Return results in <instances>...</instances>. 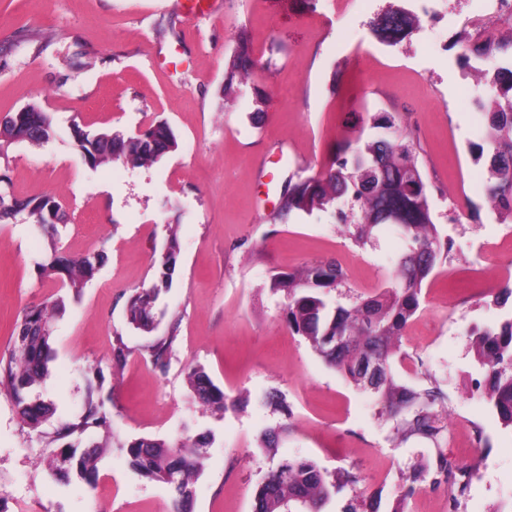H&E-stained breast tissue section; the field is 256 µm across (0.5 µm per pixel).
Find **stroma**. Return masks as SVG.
I'll return each mask as SVG.
<instances>
[{"label": "stroma", "instance_id": "35a3bbf8", "mask_svg": "<svg viewBox=\"0 0 512 512\" xmlns=\"http://www.w3.org/2000/svg\"><path fill=\"white\" fill-rule=\"evenodd\" d=\"M478 0H434L432 42L410 37L391 45L369 22L379 0H362L340 18L334 0H208L188 12L184 0H0V117L37 102L53 120L45 142L0 150V175L23 197L54 196L68 215L52 233L27 216L0 224V354L13 346L24 308L52 295L65 309L54 324V361L36 389L67 418L79 413L87 379L103 376L111 415L94 485L53 478L46 461L57 443L23 425L0 390V512H168L167 486L131 470L127 441L176 442L207 434L205 467L193 512H250L267 470L285 455L315 459L340 485L326 512L364 501L391 512L411 465L426 464V445L393 447L382 407L326 367L288 329L271 296V274L335 261L345 290L366 297L385 285L402 251L393 232L357 248L336 230L331 212L274 224L281 185L309 176L332 156L342 135L361 130V115L392 112L408 119L420 141L437 222L452 238L440 274L404 331L412 361L400 377L411 385L435 377L448 410L468 420L467 444L449 449L456 463L477 465L479 479L457 512H512V430L480 398V376L468 331L496 320L489 293L512 273V224L498 223L476 190L481 168L469 151L483 118L462 65L464 18ZM247 28L260 60L242 96L224 101L225 63L233 36ZM267 100L255 122V96ZM164 120L178 148L148 166L98 168L78 154L79 124L133 133ZM180 251L170 287L157 302L153 334L125 318L134 290L156 281L169 234ZM69 257L104 252L106 261L80 296L38 275L50 251ZM178 323L166 371L146 352L153 337ZM124 342L123 368L112 365ZM200 366L225 393L246 401L214 411L189 390ZM278 390L291 416L264 405ZM289 421L277 448L259 445L262 430Z\"/></svg>", "mask_w": 512, "mask_h": 512}]
</instances>
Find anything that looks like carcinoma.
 Listing matches in <instances>:
<instances>
[{
	"instance_id": "carcinoma-1",
	"label": "carcinoma",
	"mask_w": 512,
	"mask_h": 512,
	"mask_svg": "<svg viewBox=\"0 0 512 512\" xmlns=\"http://www.w3.org/2000/svg\"><path fill=\"white\" fill-rule=\"evenodd\" d=\"M383 38L397 44L417 31L419 18L401 9H387L370 22ZM235 46L227 63L224 99L243 93L247 77L256 66L253 37L244 27L234 36ZM484 95L477 100L484 123L481 142L471 144L476 161H484L487 183L484 195L496 219L512 223V62L491 71L477 72ZM23 112L20 122L0 124V149L15 142H38L53 133L51 116L34 110ZM366 123L374 133L345 136L320 171L282 185L280 205L270 221H286L295 214L315 210L334 211L342 235L360 248L370 246L385 226H393L404 243L394 265L391 282L375 294L342 304L332 292L345 287L346 275L337 263H315L270 276L269 290L286 300L285 321L296 335L304 337L327 366L357 388L371 393L392 423V439L398 445L420 442L430 446L432 460L424 474H413L412 483L399 492V503L415 493V482L425 475L439 486L453 481L451 498L459 502L475 475L460 468L445 451L448 444V394L429 376L426 383L412 386L397 378L404 329L421 306L424 283L436 274L448 257V242L436 222L425 172L419 161L420 143L403 130L400 117L392 112H368ZM75 149L97 168L113 162L144 166L157 162L177 149L171 127L164 121L139 134L86 129L76 124L71 132ZM0 224H11L22 213L33 223H49L51 196L18 197L1 178ZM179 242L169 234L158 265L157 284L135 291L127 302L125 317L135 330L154 331V308L160 288L171 284ZM105 262L102 252L67 258L55 252L36 262L43 277L59 281L79 295ZM63 301L55 300L28 309L13 331V348L0 355V389L5 390L21 420L33 429L55 414L53 404L31 396L33 388L50 374L54 358L53 319ZM179 323L168 335L147 349L154 368L165 371L177 339ZM473 347L484 373L483 397L498 414L504 427L512 428V312L498 321L475 328ZM188 381L201 405L215 410L235 406V399L216 385L199 366L190 368ZM102 382L87 383L80 412L60 419L50 433L51 441L81 437L108 430L111 420L101 396ZM204 438H186L172 443L141 437L125 446L129 466L141 476L166 485L172 492V512H191L194 485L203 470ZM101 447L84 449L69 445L48 460L58 480L71 473L94 484L98 477ZM336 484L326 470L307 457L284 458L271 467L254 495L253 512H323Z\"/></svg>"
}]
</instances>
